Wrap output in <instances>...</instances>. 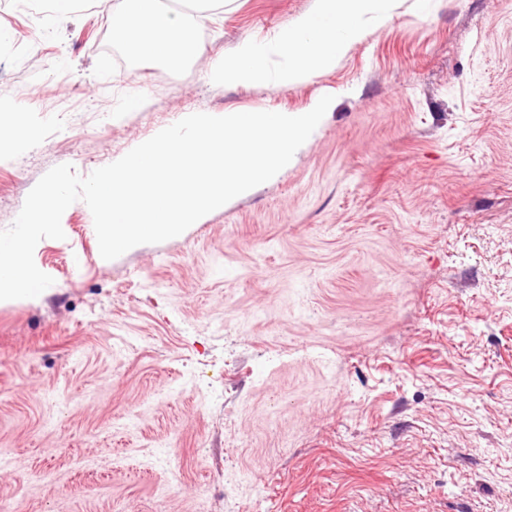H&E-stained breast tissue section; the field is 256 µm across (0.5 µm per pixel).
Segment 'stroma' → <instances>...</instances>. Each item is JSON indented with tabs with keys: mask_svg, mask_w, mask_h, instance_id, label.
Returning a JSON list of instances; mask_svg holds the SVG:
<instances>
[{
	"mask_svg": "<svg viewBox=\"0 0 512 512\" xmlns=\"http://www.w3.org/2000/svg\"><path fill=\"white\" fill-rule=\"evenodd\" d=\"M114 0H0V229L37 181L194 113L333 102L293 163L105 262L83 201L0 305L9 512H512V0H398L332 68L209 82L318 0H226L193 61L115 56ZM143 107L128 110L132 98ZM18 112L16 108L7 101L0 100V155L2 154V141H6L8 147L13 151H20L29 147L39 136L36 128L31 126L19 127L17 124L4 123L2 119L11 118Z\"/></svg>",
	"mask_w": 512,
	"mask_h": 512,
	"instance_id": "stroma-1",
	"label": "stroma"
}]
</instances>
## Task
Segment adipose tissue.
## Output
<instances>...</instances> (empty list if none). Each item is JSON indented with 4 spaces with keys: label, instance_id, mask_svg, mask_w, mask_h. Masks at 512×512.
Returning <instances> with one entry per match:
<instances>
[{
    "label": "adipose tissue",
    "instance_id": "ef3b65f1",
    "mask_svg": "<svg viewBox=\"0 0 512 512\" xmlns=\"http://www.w3.org/2000/svg\"><path fill=\"white\" fill-rule=\"evenodd\" d=\"M112 13V41L133 45L143 56L185 61L194 54L193 32L207 20L204 12L173 15L158 0H122ZM394 0H319L318 11L296 20L274 41L243 44L234 54L215 64L211 80L244 84L261 80L270 55L286 59L278 80L291 85L332 67L349 47L362 40L369 23H383Z\"/></svg>",
    "mask_w": 512,
    "mask_h": 512
}]
</instances>
